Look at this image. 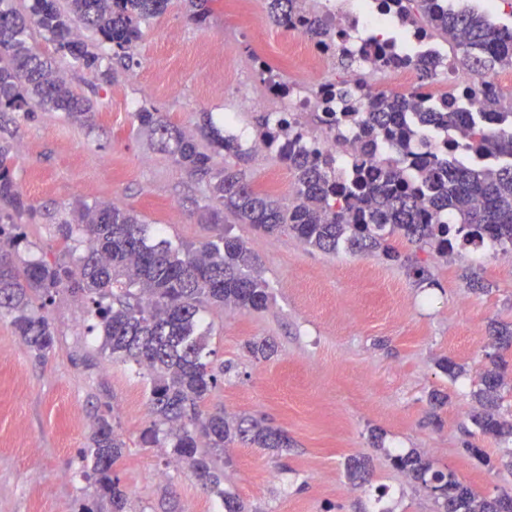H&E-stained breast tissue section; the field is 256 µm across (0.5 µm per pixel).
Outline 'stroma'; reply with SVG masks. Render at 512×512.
Returning a JSON list of instances; mask_svg holds the SVG:
<instances>
[{
	"mask_svg": "<svg viewBox=\"0 0 512 512\" xmlns=\"http://www.w3.org/2000/svg\"><path fill=\"white\" fill-rule=\"evenodd\" d=\"M202 22L180 0L145 28L135 66L92 95L89 122L61 112H0V145L14 159V179L38 213L24 225L27 259L53 258L62 244L55 220L76 202H115L162 230L173 243L201 244L214 225L201 223L203 186L138 131L141 109L167 114L195 130L202 113L216 124L236 113L254 136L261 111H240L242 95L264 82L242 60L262 46L284 79L306 70L289 58L294 36L274 24L267 0H213ZM225 167L256 188L278 181L292 197L293 176L276 155L230 156ZM256 256L273 299L261 311L212 309L203 320L213 366L230 365L207 410L263 417L284 429L289 448L272 455L236 445L224 451V488L249 512H437L432 492L393 470L387 451L416 450L454 472L478 496L512 495V437L480 434L471 416L481 404L480 374L499 352L493 326L512 325V251L488 243L428 263L421 281L380 253L327 254L288 233L265 235L236 224ZM481 289H474V282ZM56 337L35 359L0 317V512H83L92 489L80 451L95 416H107L128 444L115 474L128 491V512H224L170 448L139 444L149 424L145 369L109 358L92 308L69 294L46 304ZM269 339L274 355L255 360L250 340ZM462 368L445 374L440 359ZM447 395L435 407L431 392ZM483 449L475 457L473 449ZM367 461L368 482L351 481L345 464Z\"/></svg>",
	"mask_w": 512,
	"mask_h": 512,
	"instance_id": "35a3bbf8",
	"label": "stroma"
}]
</instances>
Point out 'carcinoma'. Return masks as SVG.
<instances>
[{
  "instance_id": "cac0c4a2",
  "label": "carcinoma",
  "mask_w": 512,
  "mask_h": 512,
  "mask_svg": "<svg viewBox=\"0 0 512 512\" xmlns=\"http://www.w3.org/2000/svg\"><path fill=\"white\" fill-rule=\"evenodd\" d=\"M188 15L207 19L212 0H181ZM298 0H268L273 20L289 27ZM170 0H0V112H62L72 120L88 121L93 100L75 92L55 71V58L39 51L35 36L54 44L55 53L95 73L91 93L112 85L117 68L127 69L143 28L168 8ZM411 21L452 45L463 70L477 74L512 66V25L492 28L478 11L446 12L435 0H408ZM92 30L94 42L72 38V23ZM420 112L425 125H467V150L512 158V112H501L500 126L488 130L472 113L452 109L423 112L421 102L385 93L343 112L374 130L396 133L395 146L407 148L414 136L401 114ZM197 133L187 134L160 112H137L139 129L158 150L190 177L204 184L196 201L200 220L216 226L232 217L266 234L288 233L326 253L344 246L360 253L380 252L390 260L401 256L390 238L398 236L420 250L446 258L456 248L487 241L512 249V163L491 168L468 164L443 165L426 157L418 169L421 185L403 182L394 165L357 168L343 178L329 156L306 152L278 153L294 176L295 201L285 203L258 190L241 174L215 162L238 156L242 145L202 113ZM9 149L0 145V315L10 319L15 334L38 359L55 347V332L41 312L60 293L79 296L92 305L102 332V349L122 362L146 367L151 376L150 425L140 436L144 448L165 441L176 461L185 464L201 485L224 498V512H245L239 498L224 492V471L216 460L224 448L241 443L279 452L289 445L288 433L249 415L229 416L203 410L218 375L207 359V333L201 313L232 306L259 311L272 298L246 244L224 229L199 246L174 247L161 229L115 203L79 202L58 221L63 248L53 260H26L20 246L22 225L32 221L37 207L17 186ZM79 235L84 254L75 256L69 242ZM248 352L267 360L274 346L250 342ZM507 363L502 357L481 375L479 395L492 402L503 385ZM486 436L512 437V424L486 411L472 417ZM127 444L105 417L97 418L81 451L82 476L93 488L92 506L84 512H126L128 495L114 476ZM391 466L435 493L441 512H498L512 504L511 495L479 499L450 471L434 468L415 451L387 452Z\"/></svg>"
}]
</instances>
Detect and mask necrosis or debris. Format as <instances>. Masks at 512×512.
I'll use <instances>...</instances> for the list:
<instances>
[{
  "mask_svg": "<svg viewBox=\"0 0 512 512\" xmlns=\"http://www.w3.org/2000/svg\"><path fill=\"white\" fill-rule=\"evenodd\" d=\"M406 5V0H304L293 30L300 35L294 49L306 57V73L290 82L285 95L275 86L266 85L264 96L247 98V108L278 102V123L288 131L289 150L332 156L345 172L357 163L376 167L396 162L405 180L413 183L418 161L425 152L445 160H465L466 138L457 128L423 131L402 155L386 133L370 134L361 126L348 124L331 128L306 120L311 112L347 111L353 103L378 94L381 81L386 79L393 81L398 94L419 95L432 110L445 109L451 103L479 113L483 125H494L498 105L484 97L480 87L485 83L501 86V73L461 74L447 47L423 27L406 22ZM313 16L330 21L331 38L321 42L304 38L305 21ZM342 58L354 61L356 76H349L339 67ZM424 61L434 72L428 80L419 75V65ZM346 85L351 87L352 95L344 99L338 90Z\"/></svg>",
  "mask_w": 512,
  "mask_h": 512,
  "instance_id": "necrosis-or-debris-1",
  "label": "necrosis or debris"
}]
</instances>
